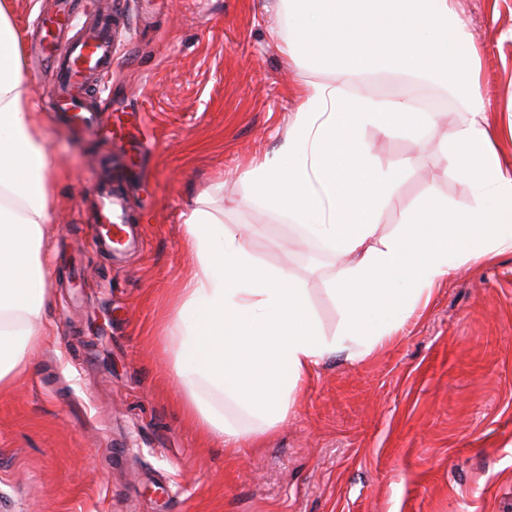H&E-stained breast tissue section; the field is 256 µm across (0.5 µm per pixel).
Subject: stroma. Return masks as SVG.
<instances>
[{
  "mask_svg": "<svg viewBox=\"0 0 512 512\" xmlns=\"http://www.w3.org/2000/svg\"><path fill=\"white\" fill-rule=\"evenodd\" d=\"M481 58L487 118L512 161V0H454ZM122 20L102 113L138 112L151 148L131 160L140 184L125 213L143 249L108 260L82 222L106 141L37 111L59 163L45 321L50 334L0 391V512H512V254L470 263L438 285L392 342L353 362L327 358L285 424L224 450L190 426L169 377L162 328L193 262L185 224L197 203L248 224L262 264L300 280L325 335L342 312L338 265L297 223L250 201L245 176L283 143L301 68L271 37L275 0H117ZM33 102L56 73L23 42ZM437 130L412 138L367 129L376 165L412 159L380 234L429 194L472 202L442 137L462 118L426 84Z\"/></svg>",
  "mask_w": 512,
  "mask_h": 512,
  "instance_id": "1",
  "label": "stroma"
}]
</instances>
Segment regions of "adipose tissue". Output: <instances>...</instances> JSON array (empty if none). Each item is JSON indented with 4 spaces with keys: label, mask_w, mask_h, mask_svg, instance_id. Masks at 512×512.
Returning a JSON list of instances; mask_svg holds the SVG:
<instances>
[{
    "label": "adipose tissue",
    "mask_w": 512,
    "mask_h": 512,
    "mask_svg": "<svg viewBox=\"0 0 512 512\" xmlns=\"http://www.w3.org/2000/svg\"><path fill=\"white\" fill-rule=\"evenodd\" d=\"M278 34L308 75L281 147L251 166L253 199L293 218L345 258L333 295L342 330L325 335L306 290L259 264L242 228L197 207L186 224L194 272L180 290L165 340L186 421L226 450L285 422L302 383L346 353L357 361L426 307L436 285L469 261L512 254V169L489 129L480 55L453 0H278ZM328 80H319V73ZM398 74L450 89L463 118L444 136L451 168L472 185L473 224L430 195L393 235L378 233L405 170H379L364 133H403L424 147L431 113L409 99L350 93L358 78ZM56 156L33 112L20 40L0 0V390L49 334L43 312Z\"/></svg>",
    "instance_id": "1"
}]
</instances>
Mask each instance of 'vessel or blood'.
Returning <instances> with one entry per match:
<instances>
[{
  "mask_svg": "<svg viewBox=\"0 0 512 512\" xmlns=\"http://www.w3.org/2000/svg\"><path fill=\"white\" fill-rule=\"evenodd\" d=\"M78 18L70 0H51L36 18L42 34L44 54L51 61L57 76L58 93L53 109L74 130L99 131L111 145L124 153L143 152L146 142L138 134L142 115L126 112L111 115L101 122L91 102L103 89L112 71V50L117 19L113 13L95 15L93 21L76 38L69 39L63 54L55 48L60 34L75 26ZM135 233L126 215L119 209L111 192H104L95 222L90 228V242L99 252H111L120 241H134Z\"/></svg>",
  "mask_w": 512,
  "mask_h": 512,
  "instance_id": "vessel-or-blood-1",
  "label": "vessel or blood"
}]
</instances>
